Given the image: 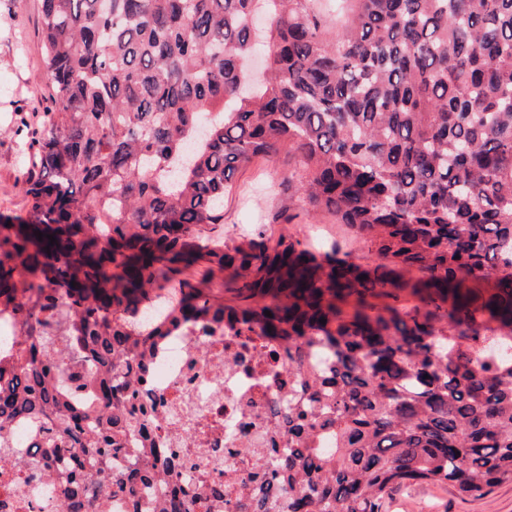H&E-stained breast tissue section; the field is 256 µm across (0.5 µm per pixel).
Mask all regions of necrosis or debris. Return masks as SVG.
I'll return each mask as SVG.
<instances>
[{
  "label": "necrosis or debris",
  "mask_w": 512,
  "mask_h": 512,
  "mask_svg": "<svg viewBox=\"0 0 512 512\" xmlns=\"http://www.w3.org/2000/svg\"><path fill=\"white\" fill-rule=\"evenodd\" d=\"M288 346L278 337L227 331L220 335L179 333L153 351L150 389L162 406L154 425L165 447L179 448L194 467L181 482L191 495L216 478L244 488L261 459L265 437L277 428L288 400ZM13 466L0 473V512H60V485L48 471L32 473L44 445L35 428L18 421L0 435Z\"/></svg>",
  "instance_id": "obj_1"
}]
</instances>
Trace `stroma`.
<instances>
[{
  "mask_svg": "<svg viewBox=\"0 0 512 512\" xmlns=\"http://www.w3.org/2000/svg\"><path fill=\"white\" fill-rule=\"evenodd\" d=\"M42 72L39 0H0V216L4 218L25 212L18 182L24 145L15 129L21 116L30 115L48 95ZM290 170L282 154L271 160L255 159L238 173L224 195L222 224L197 239V248L256 250L284 235L299 239L318 255L335 247L348 262L364 267L377 263L375 249L364 246L334 215L309 212L288 181ZM379 512H512V484L494 486L473 499L450 487L405 483L387 492Z\"/></svg>",
  "mask_w": 512,
  "mask_h": 512,
  "instance_id": "35a3bbf8",
  "label": "stroma"
}]
</instances>
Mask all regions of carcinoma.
I'll list each match as a JSON object with an SVG mask.
<instances>
[{"label": "carcinoma", "instance_id": "carcinoma-1", "mask_svg": "<svg viewBox=\"0 0 512 512\" xmlns=\"http://www.w3.org/2000/svg\"><path fill=\"white\" fill-rule=\"evenodd\" d=\"M323 2L40 0L51 94L16 127L27 213L0 224V319L19 325L0 432L38 425L34 465L68 512H100L84 478L136 443L99 480L130 512L187 466L156 447L159 403L132 378L196 328L287 338L309 395L235 512H379L394 484L512 483V0H340L336 27ZM284 147L302 198L381 262L319 261L283 236L213 249L210 271L246 272L228 303L185 276L191 240L236 173ZM168 505L193 508L176 482Z\"/></svg>", "mask_w": 512, "mask_h": 512}]
</instances>
